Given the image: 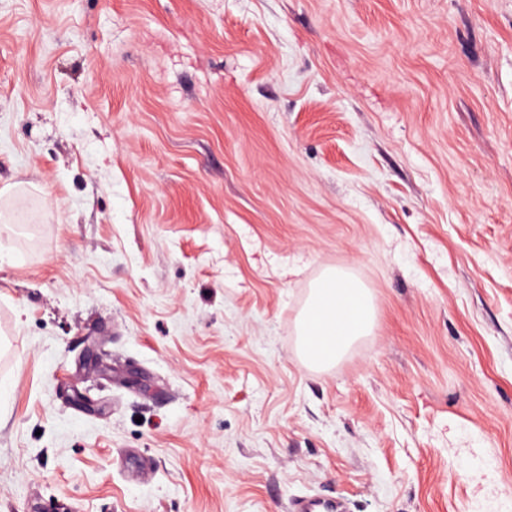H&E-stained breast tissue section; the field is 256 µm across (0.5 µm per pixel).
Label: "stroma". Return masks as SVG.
Here are the masks:
<instances>
[{
	"label": "stroma",
	"mask_w": 512,
	"mask_h": 512,
	"mask_svg": "<svg viewBox=\"0 0 512 512\" xmlns=\"http://www.w3.org/2000/svg\"><path fill=\"white\" fill-rule=\"evenodd\" d=\"M306 494L512 512V0H0V512ZM374 319L369 289L344 270L326 269L311 288L298 322L304 362L316 369L337 363L370 333Z\"/></svg>",
	"instance_id": "stroma-1"
}]
</instances>
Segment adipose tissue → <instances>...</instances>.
Wrapping results in <instances>:
<instances>
[{
	"mask_svg": "<svg viewBox=\"0 0 512 512\" xmlns=\"http://www.w3.org/2000/svg\"><path fill=\"white\" fill-rule=\"evenodd\" d=\"M374 319L369 289L344 270H325L298 322L304 362L316 369L337 363L357 340L370 333Z\"/></svg>",
	"mask_w": 512,
	"mask_h": 512,
	"instance_id": "obj_1",
	"label": "adipose tissue"
}]
</instances>
